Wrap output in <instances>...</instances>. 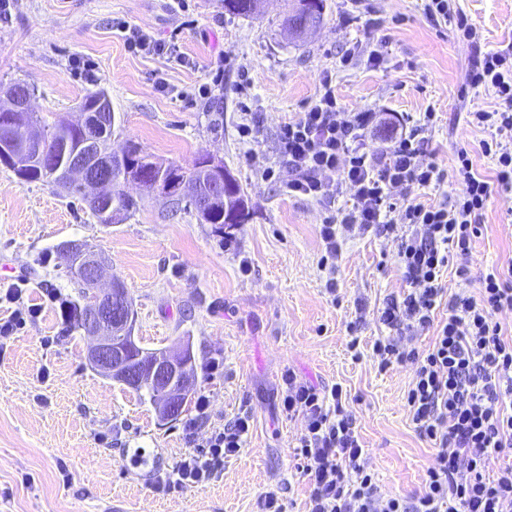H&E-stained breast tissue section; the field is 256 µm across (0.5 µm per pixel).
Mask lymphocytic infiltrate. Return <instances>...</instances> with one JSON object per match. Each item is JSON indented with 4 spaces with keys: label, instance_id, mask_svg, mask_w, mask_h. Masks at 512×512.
<instances>
[{
    "label": "lymphocytic infiltrate",
    "instance_id": "obj_1",
    "mask_svg": "<svg viewBox=\"0 0 512 512\" xmlns=\"http://www.w3.org/2000/svg\"><path fill=\"white\" fill-rule=\"evenodd\" d=\"M468 81L493 89L502 102L497 110L469 115L471 123L494 132L480 149L493 161L496 181L488 183L475 172L469 149L456 148L460 192L449 204L411 202L398 208L391 201L394 189L427 188L443 180L434 163L421 160L422 135L433 113L410 126L402 119L384 123L377 112L344 111L327 76L306 111L277 133L276 154L291 171L285 193L330 210L319 226L322 263L335 261L351 235L371 233L395 242L407 289L380 311L391 334L375 341L373 353L382 371L396 363L413 365L407 394L411 420L436 450L418 495L406 500L383 494L367 465L356 417L342 405L341 386L327 389L286 371L281 410L305 422L294 451L309 481L308 512H512V466L496 480L485 477L490 462L512 450V341L504 339L495 319L512 308V263L483 276L475 298L445 300L443 283L453 259L469 258L492 190L512 194V140H501L512 137V43L477 56ZM382 126L386 138L368 148L369 135ZM347 191L350 204L337 206ZM428 330L432 342L417 346V336ZM251 422L243 414L212 431L204 449L185 453L155 492L199 488L215 479L225 459L244 448Z\"/></svg>",
    "mask_w": 512,
    "mask_h": 512
}]
</instances>
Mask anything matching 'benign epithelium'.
Instances as JSON below:
<instances>
[{
    "label": "benign epithelium",
    "mask_w": 512,
    "mask_h": 512,
    "mask_svg": "<svg viewBox=\"0 0 512 512\" xmlns=\"http://www.w3.org/2000/svg\"><path fill=\"white\" fill-rule=\"evenodd\" d=\"M31 100V92L23 87L0 90V162L17 169L54 163L62 189L73 181L83 184L89 207L103 223L120 219L121 213L112 208V166L129 165L133 154L127 150L111 155L104 149V140L116 120L108 93H102L91 107L80 106L77 119L64 120L77 134L65 135L50 155L43 151L36 134L30 133L21 141L13 135L15 123L32 111ZM131 182L144 191L163 195L171 204L186 198L196 202L195 210L203 223L210 218L207 205L232 187L224 162L213 157L202 159L190 189L186 179L170 175L164 167L138 172ZM59 250L68 259L74 279L84 286L80 330L92 339L87 364L129 390L150 393L160 421L177 419L194 386L191 342L184 339L173 350L140 347L134 336L136 314L123 283L115 277L109 288L97 287L105 258L69 242L61 244Z\"/></svg>",
    "instance_id": "1"
}]
</instances>
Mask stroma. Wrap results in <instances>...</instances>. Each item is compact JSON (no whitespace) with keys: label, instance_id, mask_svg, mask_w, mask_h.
Wrapping results in <instances>:
<instances>
[{"label":"stroma","instance_id":"stroma-1","mask_svg":"<svg viewBox=\"0 0 512 512\" xmlns=\"http://www.w3.org/2000/svg\"><path fill=\"white\" fill-rule=\"evenodd\" d=\"M289 2L265 0L259 15L244 18L225 13L219 0H186L182 11L169 0H11L0 19V82L27 83L46 122L75 117L93 88L104 89L116 114L113 152L132 141L165 165L221 159L250 207L245 223L202 224L194 210L171 213L161 194L133 186L137 210L103 224L81 197L22 181L0 165V319L14 311L4 295L17 285L25 305L39 310L0 347V512H254L258 496L274 485L288 512H305L309 484L294 457L304 420L279 407L281 375L289 369L314 384L342 387L384 494L409 499L422 490L435 450L416 433L406 403L414 368L379 370L372 351L390 334L378 309L406 287L395 244L371 235L352 239L335 272L322 268L318 226L325 209L285 194L290 173L275 140L328 74L346 111L416 119L435 113L423 151L444 180L396 190L395 199H452L459 190L456 147L476 149L488 136L467 115L499 105L491 90L469 86L468 73L478 52L512 41V0H456L481 36L476 45L435 25L423 0H325L322 27L294 40L282 28ZM116 19L175 43L193 66L132 53L112 28ZM382 39L387 58L370 66L367 55ZM350 51L352 63L341 64ZM74 55L96 63L97 85L70 73ZM219 67L224 88L205 100L158 87L163 79L188 92ZM248 119L256 134L245 141L238 127ZM250 150L275 163L277 179H262L248 166ZM479 222L469 274L448 271V296L477 295L483 274L512 262V195L492 193ZM64 241L109 257L100 285L124 283L143 347L190 339L192 394L208 398L206 414L192 406L161 422L149 399L91 370L89 338L60 310L82 301L57 252ZM244 258L246 274L239 269ZM330 278L334 297L325 290ZM243 413L253 419L246 445L225 460L218 478L202 488L154 491L157 476ZM138 449L145 462L134 466Z\"/></svg>","mask_w":512,"mask_h":512}]
</instances>
